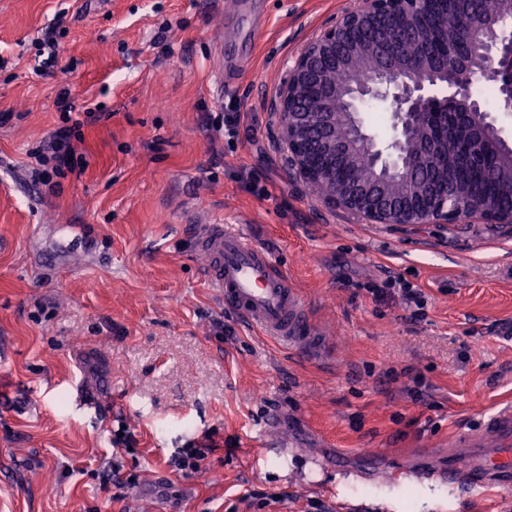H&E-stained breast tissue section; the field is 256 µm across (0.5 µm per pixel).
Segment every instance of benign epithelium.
Returning a JSON list of instances; mask_svg holds the SVG:
<instances>
[{"label":"benign epithelium","instance_id":"benign-epithelium-1","mask_svg":"<svg viewBox=\"0 0 512 512\" xmlns=\"http://www.w3.org/2000/svg\"><path fill=\"white\" fill-rule=\"evenodd\" d=\"M425 0H355L336 22L306 44L288 71L274 108L278 134L291 165L325 206L353 214L371 224H453L470 211L495 227L512 225V211L474 208L453 201L436 174L446 165L448 140H420L417 128L431 121L448 132V100L468 97L470 75L482 70L496 81L505 107L512 109V39L488 23L482 25L472 56L450 61L439 57L402 60L396 41L386 32L374 43L381 67L366 83L349 84L338 93L323 72L365 52L360 41L342 42L343 31L366 30L385 15L403 16ZM427 69L430 83H415L413 73ZM383 103L391 111L390 141L379 147L360 117V105ZM366 151L367 175L336 182V167L347 155ZM333 188L326 192V184Z\"/></svg>","mask_w":512,"mask_h":512}]
</instances>
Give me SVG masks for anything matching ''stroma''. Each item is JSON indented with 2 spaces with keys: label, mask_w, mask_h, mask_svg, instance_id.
<instances>
[{
  "label": "stroma",
  "mask_w": 512,
  "mask_h": 512,
  "mask_svg": "<svg viewBox=\"0 0 512 512\" xmlns=\"http://www.w3.org/2000/svg\"><path fill=\"white\" fill-rule=\"evenodd\" d=\"M239 3L0 0V512H309L328 499L300 483L312 468L366 512H500L512 487L437 501L402 473H441L442 441L512 404V231L324 207L290 167L273 103L352 0ZM61 10L66 66L35 73ZM64 95L104 116L71 141L84 171L51 192L31 167L62 129ZM253 180L270 199L247 192ZM196 221L239 225L270 252L322 358L215 298ZM389 277L425 293L420 316L369 294ZM122 427L130 445L113 441ZM207 433L217 448L202 468L171 471ZM276 439L290 444L281 456H254ZM248 490L283 500L250 508Z\"/></svg>",
  "instance_id": "stroma-1"
}]
</instances>
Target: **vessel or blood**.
Listing matches in <instances>:
<instances>
[{"label":"vessel or blood","mask_w":512,"mask_h":512,"mask_svg":"<svg viewBox=\"0 0 512 512\" xmlns=\"http://www.w3.org/2000/svg\"><path fill=\"white\" fill-rule=\"evenodd\" d=\"M194 247L203 256V277L224 304L264 336L296 348L312 359L323 349L313 331L307 304L277 269L270 254L233 224H200ZM472 448L471 464L449 462L444 481L463 499L486 496L492 487L512 484V405H506L474 429L449 440V448Z\"/></svg>","instance_id":"b4317fda"}]
</instances>
